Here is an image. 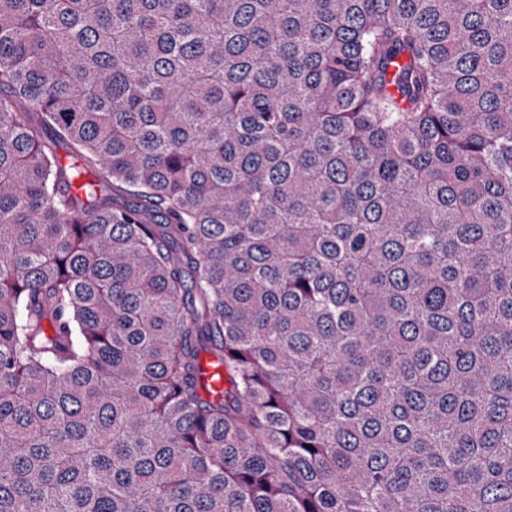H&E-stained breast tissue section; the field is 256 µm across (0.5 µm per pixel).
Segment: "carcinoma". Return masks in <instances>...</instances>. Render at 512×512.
Listing matches in <instances>:
<instances>
[{
	"label": "carcinoma",
	"mask_w": 512,
	"mask_h": 512,
	"mask_svg": "<svg viewBox=\"0 0 512 512\" xmlns=\"http://www.w3.org/2000/svg\"><path fill=\"white\" fill-rule=\"evenodd\" d=\"M0 512H512V0H0Z\"/></svg>",
	"instance_id": "1"
}]
</instances>
